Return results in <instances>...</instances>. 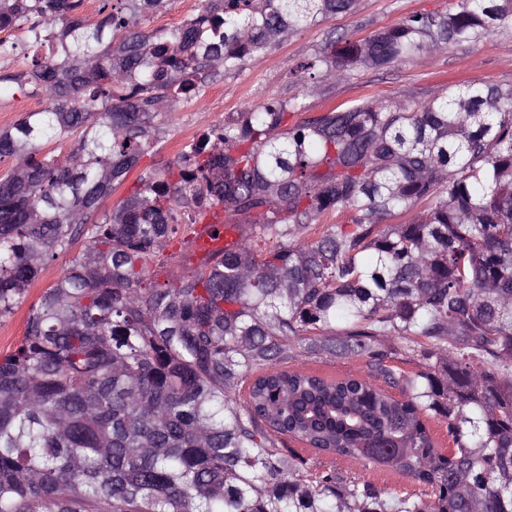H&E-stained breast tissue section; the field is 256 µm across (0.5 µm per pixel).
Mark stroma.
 I'll return each mask as SVG.
<instances>
[{
    "mask_svg": "<svg viewBox=\"0 0 512 512\" xmlns=\"http://www.w3.org/2000/svg\"><path fill=\"white\" fill-rule=\"evenodd\" d=\"M450 3L451 0H358L353 12L297 31L269 49L259 64L220 74L194 102L159 118L161 134L155 162L175 163L182 147L192 138L223 123L245 104L294 93L293 69L323 50L330 34L359 40L396 26L411 14L445 10ZM474 79L512 83V50L504 48L498 38L489 37L477 46H454L431 59L414 58L381 68L348 70L309 86L303 92V101L311 114L345 107L356 100L388 101L409 95L423 101L442 95L448 85ZM69 260L65 253L47 264L29 287L24 301L12 314L0 318V355L10 353L22 340L31 306L58 280Z\"/></svg>",
    "mask_w": 512,
    "mask_h": 512,
    "instance_id": "1",
    "label": "stroma"
}]
</instances>
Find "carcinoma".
Wrapping results in <instances>:
<instances>
[{
    "mask_svg": "<svg viewBox=\"0 0 512 512\" xmlns=\"http://www.w3.org/2000/svg\"><path fill=\"white\" fill-rule=\"evenodd\" d=\"M81 2L0 0V31L52 45L0 76L47 100L0 130V317L83 246L0 358V512H512V84L292 124L303 99L273 98L142 169L158 117L357 0H202L206 25L151 33L171 0H102L97 23L67 16ZM487 37L512 47V0L331 39L295 85ZM210 214L234 239L196 261ZM394 339L424 366L395 368ZM303 341L366 357L365 374L304 367L289 353ZM348 460L417 490L386 497Z\"/></svg>",
    "mask_w": 512,
    "mask_h": 512,
    "instance_id": "obj_1",
    "label": "carcinoma"
}]
</instances>
